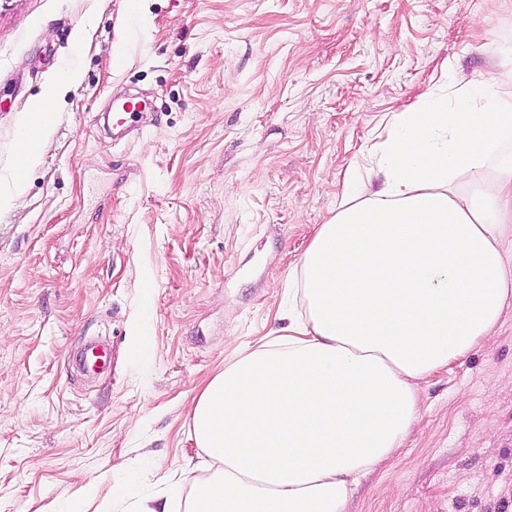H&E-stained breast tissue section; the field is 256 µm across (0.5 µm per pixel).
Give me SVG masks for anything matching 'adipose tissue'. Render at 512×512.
<instances>
[{"label":"adipose tissue","mask_w":512,"mask_h":512,"mask_svg":"<svg viewBox=\"0 0 512 512\" xmlns=\"http://www.w3.org/2000/svg\"><path fill=\"white\" fill-rule=\"evenodd\" d=\"M295 274L305 318L225 366L195 399L218 463L191 512H347L403 448L417 380L493 338L512 301V55L394 113Z\"/></svg>","instance_id":"obj_1"}]
</instances>
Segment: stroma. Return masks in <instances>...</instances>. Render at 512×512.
<instances>
[{
	"instance_id": "stroma-1",
	"label": "stroma",
	"mask_w": 512,
	"mask_h": 512,
	"mask_svg": "<svg viewBox=\"0 0 512 512\" xmlns=\"http://www.w3.org/2000/svg\"><path fill=\"white\" fill-rule=\"evenodd\" d=\"M506 45L512 0H0V512H185L211 474L189 409L278 336L347 172L444 64L471 80ZM121 94L152 105L133 141L103 128ZM416 390L347 512H512V305ZM49 133V128L39 120H27L22 128L20 149L22 155L33 163L36 155L32 152V146L36 142L43 140Z\"/></svg>"
}]
</instances>
